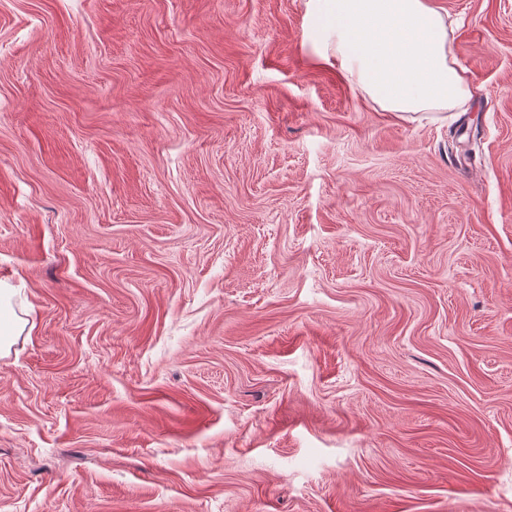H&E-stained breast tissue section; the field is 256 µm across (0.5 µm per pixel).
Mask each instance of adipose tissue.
<instances>
[{"label": "adipose tissue", "instance_id": "obj_1", "mask_svg": "<svg viewBox=\"0 0 512 512\" xmlns=\"http://www.w3.org/2000/svg\"><path fill=\"white\" fill-rule=\"evenodd\" d=\"M322 56L382 109L446 112L470 98L452 55L449 15L435 0H309Z\"/></svg>", "mask_w": 512, "mask_h": 512}]
</instances>
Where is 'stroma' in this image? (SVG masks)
<instances>
[{"instance_id":"35a3bbf8","label":"stroma","mask_w":512,"mask_h":512,"mask_svg":"<svg viewBox=\"0 0 512 512\" xmlns=\"http://www.w3.org/2000/svg\"><path fill=\"white\" fill-rule=\"evenodd\" d=\"M400 119L308 0H0V512H512V0ZM14 288L0 281V357L8 351L11 340L26 329L28 320L18 316L12 308Z\"/></svg>"}]
</instances>
